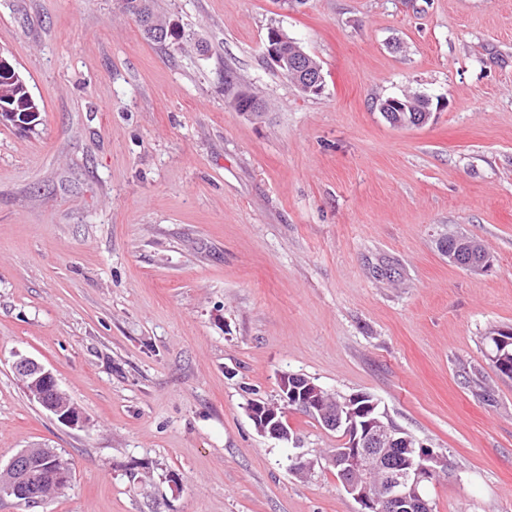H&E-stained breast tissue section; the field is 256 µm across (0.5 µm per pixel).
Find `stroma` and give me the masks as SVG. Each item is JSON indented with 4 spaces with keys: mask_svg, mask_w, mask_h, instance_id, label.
<instances>
[{
    "mask_svg": "<svg viewBox=\"0 0 512 512\" xmlns=\"http://www.w3.org/2000/svg\"><path fill=\"white\" fill-rule=\"evenodd\" d=\"M153 6L180 43L114 0H0V53L41 107L0 124V465L41 444L73 470L0 512H358L326 463L337 433L297 412V443L255 429L248 402L284 373L372 395L445 457L435 512H512V379L484 343L512 327V0ZM271 27L320 63V94L266 60ZM407 92L434 122H386ZM451 232L492 267L449 265ZM19 355L85 427L29 398ZM135 1L142 2L143 4V12L150 18H144L137 14H132L134 12V8L132 7L133 3ZM118 8H121L124 12L128 13L130 16L134 17L141 27L143 28L145 34L152 38H162L165 34L166 30L171 32L174 30H180L178 23L174 20L170 19H161L159 21H156V19H160V17L156 16L153 12L151 0H132L130 2L129 0H118L115 1ZM432 100L429 97L420 96L419 103L410 105L405 100L398 98H388L384 102L382 112H411L410 116H398V120H390V124L395 128H421L427 125L433 115ZM381 112L382 116L384 114ZM385 118V117H384Z\"/></svg>",
    "mask_w": 512,
    "mask_h": 512,
    "instance_id": "35a3bbf8",
    "label": "stroma"
}]
</instances>
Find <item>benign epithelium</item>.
<instances>
[{
    "instance_id": "benign-epithelium-1",
    "label": "benign epithelium",
    "mask_w": 512,
    "mask_h": 512,
    "mask_svg": "<svg viewBox=\"0 0 512 512\" xmlns=\"http://www.w3.org/2000/svg\"><path fill=\"white\" fill-rule=\"evenodd\" d=\"M116 4L124 12L134 14L149 37L161 38L165 32L179 29L173 20L157 21L135 14L130 0H116ZM264 52L285 75L302 68L306 78L299 84L300 89L306 93H321L324 83L321 66L279 29L268 30ZM0 75L7 77L10 83L27 87L14 64L1 54ZM382 111L402 113L398 120L390 121L395 128H421L433 115L432 100L422 96L419 103L411 105L402 99L389 98ZM456 240L468 245L472 256L465 260L450 251L449 264L469 271H482L491 266L490 255L479 240L462 235L456 236ZM13 369L23 379L30 398L43 409L69 427L84 426V412L67 400L52 370L27 356L18 357ZM279 398L286 405L293 404L318 417L328 430H344L347 438L333 450L328 463L337 470L345 491L359 504L358 512H433L426 490L446 466L444 457L386 421L373 396L358 393L333 397L309 377L283 373L279 378ZM248 414L261 434L282 441L295 440L283 421L282 409L266 401H254L248 405ZM48 476L52 482L62 485L68 480L67 468L61 466L49 473L31 457L25 464L13 459L0 469L4 485H20L31 490L33 504L41 502L38 486Z\"/></svg>"
}]
</instances>
